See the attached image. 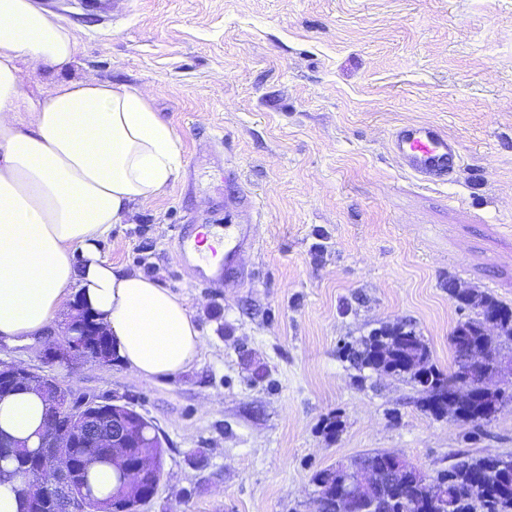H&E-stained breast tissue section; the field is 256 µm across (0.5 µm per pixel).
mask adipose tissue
I'll list each match as a JSON object with an SVG mask.
<instances>
[{"mask_svg":"<svg viewBox=\"0 0 512 512\" xmlns=\"http://www.w3.org/2000/svg\"><path fill=\"white\" fill-rule=\"evenodd\" d=\"M79 52L69 22L0 0V340L41 335L76 299L149 381L189 367L200 331L180 296L103 259L99 244L174 181L180 138L134 87L86 78L23 90L21 65L57 72ZM44 411L32 390L1 400L0 432L35 444Z\"/></svg>","mask_w":512,"mask_h":512,"instance_id":"1","label":"adipose tissue"}]
</instances>
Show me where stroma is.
<instances>
[{
  "instance_id": "35a3bbf8",
  "label": "stroma",
  "mask_w": 512,
  "mask_h": 512,
  "mask_svg": "<svg viewBox=\"0 0 512 512\" xmlns=\"http://www.w3.org/2000/svg\"><path fill=\"white\" fill-rule=\"evenodd\" d=\"M57 15L81 51L56 73L22 68L26 92L124 83L180 137L176 179L100 253L182 297L202 352L151 382L116 361L46 366L58 319L0 341V362L44 367L157 425L164 475L142 512H315V475L366 454L433 476L457 452L512 453V404L478 425L438 418L410 383L347 357L403 322L448 369L468 316L452 278L512 304V0H59ZM413 121L458 142L447 183L393 157L391 131ZM237 190L258 217L225 216ZM229 220L257 233L247 279L218 285L175 233Z\"/></svg>"
}]
</instances>
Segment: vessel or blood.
<instances>
[{
    "mask_svg": "<svg viewBox=\"0 0 512 512\" xmlns=\"http://www.w3.org/2000/svg\"><path fill=\"white\" fill-rule=\"evenodd\" d=\"M391 148L401 167L429 183L448 181L458 170L462 155L456 140L432 122H406L392 132ZM255 227L237 224L224 232V276L245 278L242 253L251 247Z\"/></svg>",
    "mask_w": 512,
    "mask_h": 512,
    "instance_id": "1",
    "label": "vessel or blood"
}]
</instances>
